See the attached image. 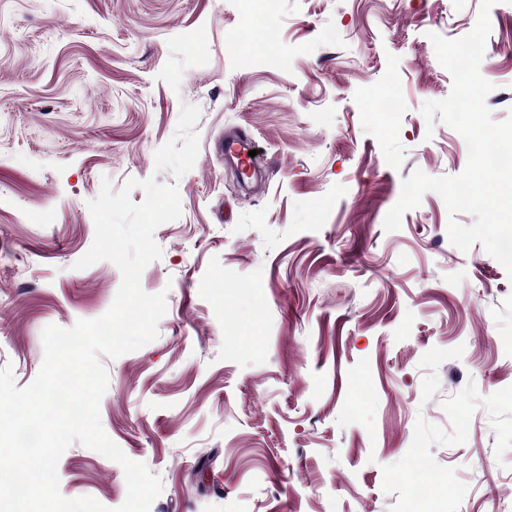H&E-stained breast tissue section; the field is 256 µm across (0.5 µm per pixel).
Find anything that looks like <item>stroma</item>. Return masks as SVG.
Instances as JSON below:
<instances>
[{
    "label": "stroma",
    "instance_id": "stroma-1",
    "mask_svg": "<svg viewBox=\"0 0 512 512\" xmlns=\"http://www.w3.org/2000/svg\"><path fill=\"white\" fill-rule=\"evenodd\" d=\"M481 0H0V368L37 377L42 331L112 305L118 268L75 269L102 178L175 187L180 217L141 275L158 336L101 362L102 427L162 482L150 512H512V279L454 246L415 170L455 176L463 138L428 125L452 77L430 33ZM479 65L512 113V0ZM246 131L262 187L218 144ZM67 498L119 507L122 467L73 443Z\"/></svg>",
    "mask_w": 512,
    "mask_h": 512
}]
</instances>
